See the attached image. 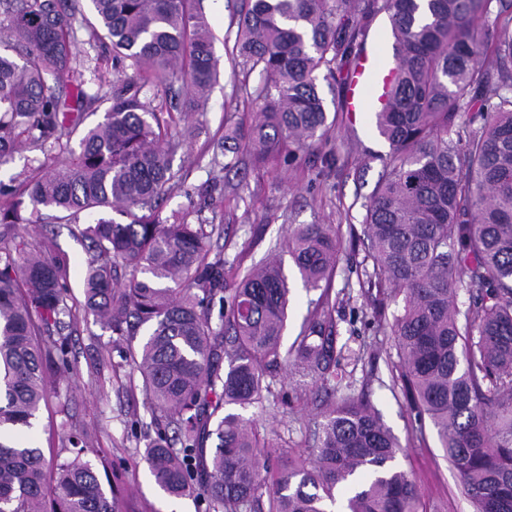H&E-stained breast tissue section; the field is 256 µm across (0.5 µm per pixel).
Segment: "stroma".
Masks as SVG:
<instances>
[{
  "mask_svg": "<svg viewBox=\"0 0 512 512\" xmlns=\"http://www.w3.org/2000/svg\"><path fill=\"white\" fill-rule=\"evenodd\" d=\"M202 7L216 37L214 49L221 60V75L214 86L208 108L194 116L195 137L180 144L172 154L174 168L188 173L184 186L176 188L161 207L162 217L191 211L198 202L197 188L219 180L214 203L204 209V223L226 228L213 237V252L221 253L226 266L248 268L258 263L276 244L287 239L300 224H332L354 227L363 233L364 203L390 151L374 127L371 113L337 112L344 92L338 82L319 80L318 86L328 112L336 121L330 143L339 158L333 171L301 158L294 162H257L240 152L236 167L224 170L213 162L214 152L224 140L226 122L248 127L258 106L249 94L237 91L238 77L224 45L228 26L240 0H203ZM77 54L84 59V88L93 97L84 108L83 127L101 121L108 101L96 99L98 84L111 81L112 48L92 40L88 31L78 33ZM58 147H42L19 140L12 160L0 165V183L13 187L37 175L54 157ZM80 224L64 221L28 223L10 228L0 225V239L20 234L34 246L49 245L67 265L69 304L74 320L64 331L70 343L69 365L47 383L48 399L39 412L34 432L47 472L70 457L62 433L71 430L88 440L86 456L95 465L104 486L119 484L124 512H201L196 496L167 497L155 485L140 456L155 436V424L142 388L139 372L129 353L149 337L150 326H142L134 340L113 335L111 330L84 308L83 278L88 254L80 240ZM364 257L362 248L342 254L329 289L336 303L338 334L352 357L343 369L356 391L366 392L383 422L397 438L402 451L396 463L415 479L421 493L423 512H473L451 464L446 459L431 423H419L402 394L392 392V363L396 352L384 331L375 330L374 296L361 288L355 267ZM288 278L290 307L283 336L291 347L304 321L320 297L306 289L290 255H283ZM313 399L294 408H281L260 416L259 424L289 438L291 455L302 453L306 426L327 398L307 385Z\"/></svg>",
  "mask_w": 512,
  "mask_h": 512,
  "instance_id": "obj_1",
  "label": "stroma"
}]
</instances>
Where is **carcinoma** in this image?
Listing matches in <instances>:
<instances>
[{
    "mask_svg": "<svg viewBox=\"0 0 512 512\" xmlns=\"http://www.w3.org/2000/svg\"><path fill=\"white\" fill-rule=\"evenodd\" d=\"M90 2L87 27L111 44L114 73L109 108L74 150L89 99L76 77L81 0H0V165L22 135L66 151L6 194L0 223H23L29 205L91 218L86 311L117 336L153 325L131 359L158 426L141 457L155 485L172 498L199 493L211 512H332L341 496L346 512H422L415 481L394 465L396 437L339 374L335 305L318 302L283 350L282 262L230 275L207 260L205 225L160 217L181 181L171 153L196 132L173 113L202 111L220 77L196 0ZM244 2L232 53L240 89L259 73L262 106L240 139L259 159L302 153L329 167L336 155L315 153L332 126L318 74L336 78L387 15L400 68L375 116L390 153L364 204L363 284L402 302L393 386L430 419L474 512H512V0ZM149 85L164 103L143 95ZM462 118L480 127L455 139ZM342 240L332 225L294 228L285 248L306 288L329 287ZM68 291L50 252L22 236L0 248V512H121L84 458L86 438L66 434L74 457L48 483L40 450L14 436L47 400L48 366L68 364ZM290 363L337 401L313 418L308 451L278 467L288 439L226 407L291 405L273 389Z\"/></svg>",
    "mask_w": 512,
    "mask_h": 512,
    "instance_id": "carcinoma-1",
    "label": "carcinoma"
}]
</instances>
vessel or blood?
I'll list each match as a JSON object with an SVG mask.
<instances>
[{"mask_svg": "<svg viewBox=\"0 0 512 512\" xmlns=\"http://www.w3.org/2000/svg\"><path fill=\"white\" fill-rule=\"evenodd\" d=\"M397 59L394 52L376 45L360 58L350 78L344 106L350 112H381L387 105L384 95L396 73Z\"/></svg>", "mask_w": 512, "mask_h": 512, "instance_id": "1", "label": "vessel or blood"}]
</instances>
